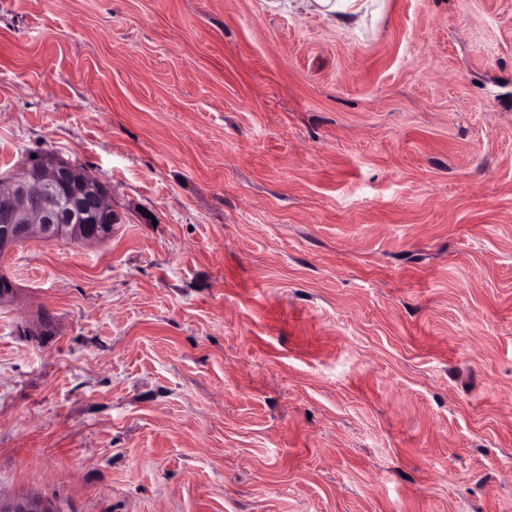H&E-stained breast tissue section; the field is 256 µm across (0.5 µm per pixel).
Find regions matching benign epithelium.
Returning a JSON list of instances; mask_svg holds the SVG:
<instances>
[{
  "mask_svg": "<svg viewBox=\"0 0 512 512\" xmlns=\"http://www.w3.org/2000/svg\"><path fill=\"white\" fill-rule=\"evenodd\" d=\"M64 192L59 207L48 194ZM111 189L86 170L57 153L40 152L10 174L0 176V252L5 254L30 240L67 239L80 245L98 244L109 237L105 215L111 211ZM44 501L20 499L0 512H46Z\"/></svg>",
  "mask_w": 512,
  "mask_h": 512,
  "instance_id": "obj_1",
  "label": "benign epithelium"
}]
</instances>
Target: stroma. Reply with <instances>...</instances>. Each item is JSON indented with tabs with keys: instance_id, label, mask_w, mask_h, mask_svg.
<instances>
[{
	"instance_id": "35a3bbf8",
	"label": "stroma",
	"mask_w": 512,
	"mask_h": 512,
	"mask_svg": "<svg viewBox=\"0 0 512 512\" xmlns=\"http://www.w3.org/2000/svg\"><path fill=\"white\" fill-rule=\"evenodd\" d=\"M33 150L121 221L0 256V494L512 512V0H0ZM288 11L317 12L337 25L358 24L366 15L369 0H282Z\"/></svg>"
}]
</instances>
